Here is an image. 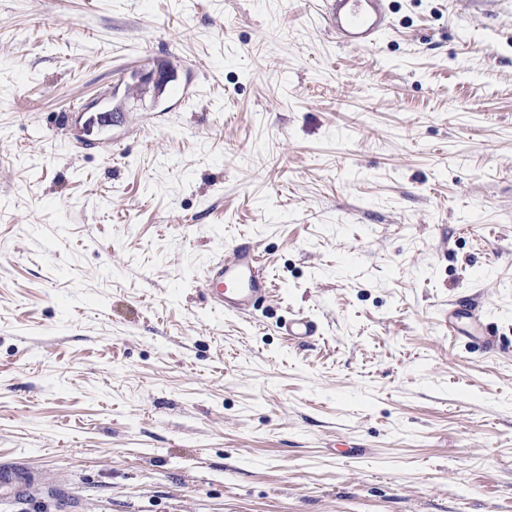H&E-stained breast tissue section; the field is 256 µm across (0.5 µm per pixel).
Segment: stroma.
<instances>
[{
    "instance_id": "stroma-1",
    "label": "stroma",
    "mask_w": 512,
    "mask_h": 512,
    "mask_svg": "<svg viewBox=\"0 0 512 512\" xmlns=\"http://www.w3.org/2000/svg\"><path fill=\"white\" fill-rule=\"evenodd\" d=\"M392 8L354 51L319 0H0V512H512V356L443 321L512 347V0ZM202 287L209 304L229 314L246 315L256 301L271 297L272 283L263 269L259 244L252 239L233 242L224 259L204 270ZM282 328L291 340H305L315 336L318 331L317 324L303 312H294L288 316Z\"/></svg>"
}]
</instances>
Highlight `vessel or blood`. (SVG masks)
I'll use <instances>...</instances> for the list:
<instances>
[{
    "label": "vessel or blood",
    "mask_w": 512,
    "mask_h": 512,
    "mask_svg": "<svg viewBox=\"0 0 512 512\" xmlns=\"http://www.w3.org/2000/svg\"><path fill=\"white\" fill-rule=\"evenodd\" d=\"M325 29L337 45L369 48L394 29L389 0H320ZM202 292L209 304L229 314L245 315L256 301L268 299L272 283L261 262L259 244L251 239L233 242L221 260L212 262L202 277ZM289 339L315 336L317 324L295 312L283 324Z\"/></svg>",
    "instance_id": "b4317fda"
}]
</instances>
